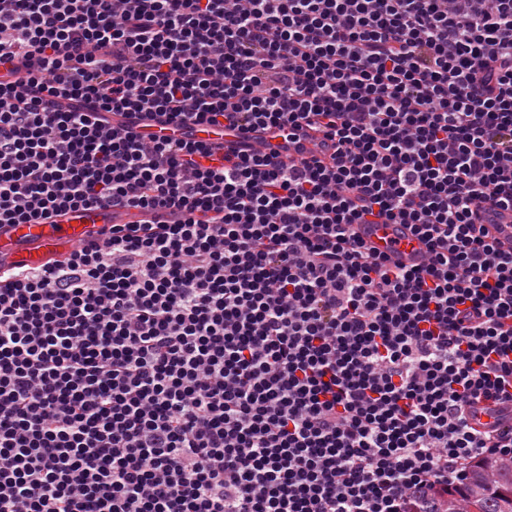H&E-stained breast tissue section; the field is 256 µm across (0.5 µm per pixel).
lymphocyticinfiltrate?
<instances>
[{"mask_svg": "<svg viewBox=\"0 0 512 512\" xmlns=\"http://www.w3.org/2000/svg\"><path fill=\"white\" fill-rule=\"evenodd\" d=\"M1 65L0 224L174 220L0 284V512H432L512 454V0H0ZM194 134L199 140L208 143H218L223 146L219 155L233 158L238 148L239 138L235 131L224 129H211L205 125H196ZM260 149L265 150L267 152H279L280 157L285 156H300L302 153V147H298V145H292L290 143L288 148V139H285L278 132H270L264 136V141L260 142L257 145ZM288 148L287 150H285ZM499 214L494 219V223L483 224L487 228L489 235L498 239L507 247L512 243V216L510 211L498 210ZM361 227L367 243L379 252L391 253L406 265L419 264L423 245L398 224H373Z\"/></svg>", "mask_w": 512, "mask_h": 512, "instance_id": "1", "label": "lymphocytic infiltrate"}]
</instances>
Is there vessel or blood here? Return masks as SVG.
<instances>
[{
    "mask_svg": "<svg viewBox=\"0 0 512 512\" xmlns=\"http://www.w3.org/2000/svg\"><path fill=\"white\" fill-rule=\"evenodd\" d=\"M198 139L217 143L225 156H234L239 138L235 131L195 126ZM139 212L126 208L63 210L39 224H0V272L7 269L43 270L66 258L75 249L100 241L114 224H137ZM487 230L504 245L512 244V213L499 212ZM367 243L377 251L393 254L404 264L419 263L422 244L397 224H375L363 230Z\"/></svg>",
    "mask_w": 512,
    "mask_h": 512,
    "instance_id": "1",
    "label": "vessel or blood"
}]
</instances>
